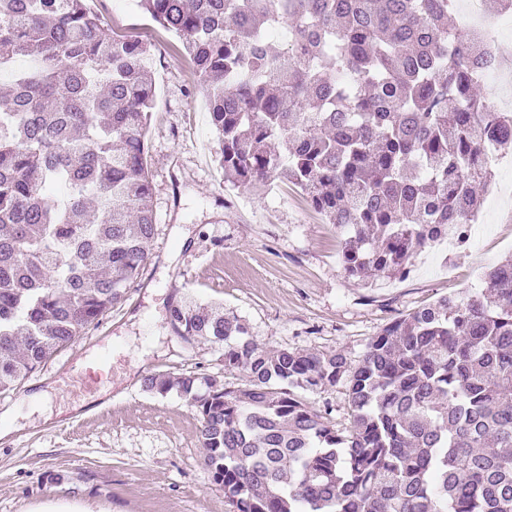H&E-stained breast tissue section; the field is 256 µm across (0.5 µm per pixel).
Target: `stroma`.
<instances>
[{
  "label": "stroma",
  "instance_id": "35a3bbf8",
  "mask_svg": "<svg viewBox=\"0 0 512 512\" xmlns=\"http://www.w3.org/2000/svg\"><path fill=\"white\" fill-rule=\"evenodd\" d=\"M108 33L147 43L156 106L147 149L156 231L150 257L121 304L16 390L0 439V512L63 502L108 512H229L203 461L200 422L185 400L144 390L148 375L195 372L238 387L224 350L184 341L171 305H221L266 349L336 351L358 360L394 319L445 296L480 291L485 272L512 255V167L494 166L467 245L418 255L408 275L366 285L346 274L342 233L291 186L271 194L225 184L205 94L181 43L134 0H90ZM111 347L100 391L79 381L92 349ZM52 494H45L44 484Z\"/></svg>",
  "mask_w": 512,
  "mask_h": 512
}]
</instances>
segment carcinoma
Returning a JSON list of instances; mask_svg holds the SVG:
<instances>
[{"label": "carcinoma", "mask_w": 512, "mask_h": 512, "mask_svg": "<svg viewBox=\"0 0 512 512\" xmlns=\"http://www.w3.org/2000/svg\"><path fill=\"white\" fill-rule=\"evenodd\" d=\"M205 85L224 181L300 190L346 233L345 272L403 277L480 209L512 113L475 87L453 0H136ZM149 48L87 0H0V392L122 302L155 234ZM470 297L393 321L356 362L266 351L221 305H173L184 340L224 346L231 388L150 375L199 418L230 512H512V258ZM346 389L339 426L297 395Z\"/></svg>", "instance_id": "carcinoma-1"}]
</instances>
